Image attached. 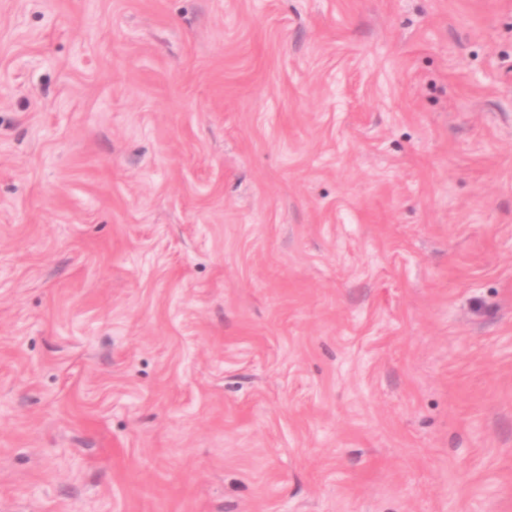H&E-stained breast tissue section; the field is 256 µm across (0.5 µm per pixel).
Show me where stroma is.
<instances>
[{
  "mask_svg": "<svg viewBox=\"0 0 512 512\" xmlns=\"http://www.w3.org/2000/svg\"><path fill=\"white\" fill-rule=\"evenodd\" d=\"M0 512H512V0H0Z\"/></svg>",
  "mask_w": 512,
  "mask_h": 512,
  "instance_id": "1",
  "label": "stroma"
}]
</instances>
